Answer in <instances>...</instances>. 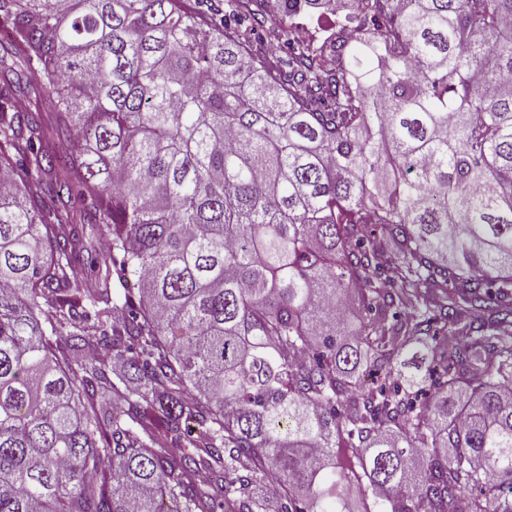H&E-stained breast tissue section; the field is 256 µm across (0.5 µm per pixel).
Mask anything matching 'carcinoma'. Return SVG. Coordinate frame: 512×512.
<instances>
[{"label": "carcinoma", "mask_w": 512, "mask_h": 512, "mask_svg": "<svg viewBox=\"0 0 512 512\" xmlns=\"http://www.w3.org/2000/svg\"><path fill=\"white\" fill-rule=\"evenodd\" d=\"M0 29V512H512V0Z\"/></svg>", "instance_id": "1"}]
</instances>
